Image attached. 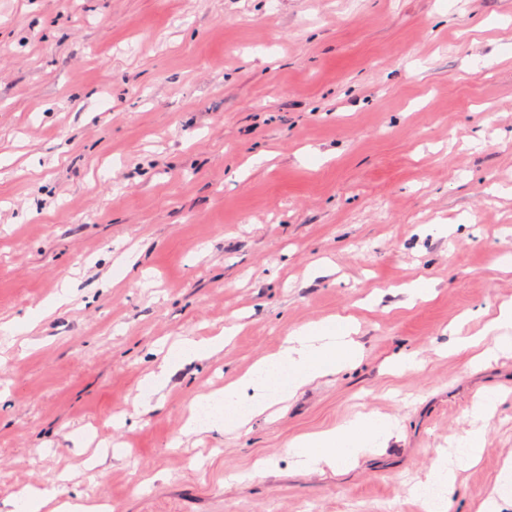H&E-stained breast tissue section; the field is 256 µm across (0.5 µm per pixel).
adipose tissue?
Returning <instances> with one entry per match:
<instances>
[{"mask_svg": "<svg viewBox=\"0 0 512 512\" xmlns=\"http://www.w3.org/2000/svg\"><path fill=\"white\" fill-rule=\"evenodd\" d=\"M237 331V326L230 323L208 339L185 338L172 344L150 376L152 390L157 392L166 386L171 369L179 362L222 351ZM355 332L352 319L343 316L295 328L277 354L262 359L223 390L198 395L190 405L185 432L240 431L275 406L293 399L304 387L356 365L362 358V348L354 338ZM455 348L473 352L477 364L512 355V299L498 306L481 334L457 338ZM499 403L497 390L483 391L469 410L475 428L460 439L458 448L441 453L425 479L411 486L410 495L420 512H448L459 475L482 458L484 426L496 416ZM399 435L397 420L371 410L357 413L333 429L299 437L290 450L304 471L318 472L327 467L340 470L351 467L361 456L387 447ZM431 484L438 487V494H427Z\"/></svg>", "mask_w": 512, "mask_h": 512, "instance_id": "obj_1", "label": "adipose tissue"}]
</instances>
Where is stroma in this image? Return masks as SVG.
Instances as JSON below:
<instances>
[{
  "label": "stroma",
  "instance_id": "obj_1",
  "mask_svg": "<svg viewBox=\"0 0 512 512\" xmlns=\"http://www.w3.org/2000/svg\"><path fill=\"white\" fill-rule=\"evenodd\" d=\"M506 187L512 0H0V512L27 486L112 512H416L493 387L450 509L471 512L512 456V357L472 366L448 327L512 298ZM337 315L356 366L241 433H184L198 393ZM232 318L230 348L150 394L170 344ZM407 354L423 368L385 372ZM364 410L400 439L296 469L290 442ZM500 394L495 389H487L472 403L469 414L481 426L473 427L459 440L458 448L452 452H442L426 475L410 487V495L420 512H447L450 496L453 494L458 476L479 463L484 453V427L496 416ZM437 485L440 493L428 495L429 485Z\"/></svg>",
  "mask_w": 512,
  "mask_h": 512
}]
</instances>
